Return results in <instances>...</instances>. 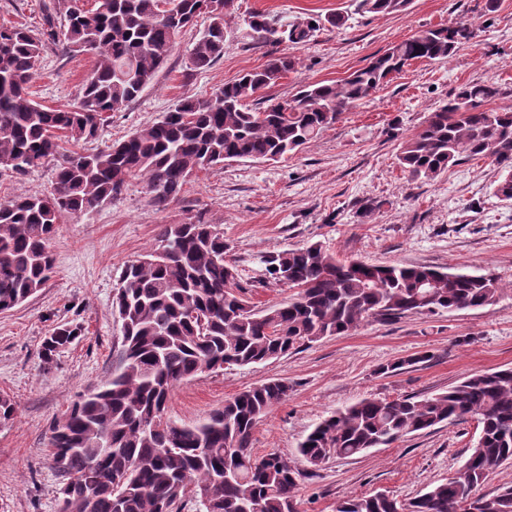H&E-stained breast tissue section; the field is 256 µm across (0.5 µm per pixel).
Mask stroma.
Wrapping results in <instances>:
<instances>
[{
    "mask_svg": "<svg viewBox=\"0 0 512 512\" xmlns=\"http://www.w3.org/2000/svg\"><path fill=\"white\" fill-rule=\"evenodd\" d=\"M485 0H411L401 13L365 14L356 0H233L224 14V55L195 70L190 49L205 27L181 35L154 82L128 106L105 114L91 146L104 150L154 122L184 98L204 99L239 74L289 52L298 66L260 91L256 102L282 101L309 83H334L366 66L419 29L474 21L475 39L451 58L415 61L370 99L344 112L303 151L276 161H233L198 172L178 201L154 207L140 179L97 212L61 215L51 244L54 267L45 288L0 313V395L15 414L0 425V512H58L59 478L47 451L49 428L79 394L97 387L118 362L121 321L113 306L124 264L154 247L161 225L195 214L224 233L254 309L287 301L293 289L264 275L268 255L310 244L342 260L427 265L452 272L493 273L512 280V200L493 194L499 179L488 158L469 159L434 180H409L397 154L428 113L467 83L495 81L505 93L496 109L512 110V0L496 12ZM289 18L345 15L342 28L317 31L306 44L248 46L234 31L245 15ZM93 54L46 48L32 82L47 107L74 103L92 72ZM55 166L19 176L0 172V201L50 190ZM80 336L53 363L41 344L59 325ZM420 351L430 362L382 374L381 366ZM512 368V289L492 305L437 315L370 319L357 329L304 345L262 364L230 366L178 383L171 419L193 424L225 400L272 378L293 390L256 425L254 456L298 459L297 448L324 418L364 398L434 394L464 377ZM480 436L475 421L438 425L351 458H333L302 478L301 512H336L344 497L383 493L407 501L455 474Z\"/></svg>",
    "mask_w": 512,
    "mask_h": 512,
    "instance_id": "stroma-1",
    "label": "stroma"
}]
</instances>
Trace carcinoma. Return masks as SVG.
Listing matches in <instances>:
<instances>
[{
  "label": "carcinoma",
  "instance_id": "1",
  "mask_svg": "<svg viewBox=\"0 0 512 512\" xmlns=\"http://www.w3.org/2000/svg\"><path fill=\"white\" fill-rule=\"evenodd\" d=\"M233 0H59L66 24L45 6L37 30L0 26V169L23 175L57 160L49 193L0 201V312L39 292L53 269L59 217L80 218L112 201L131 178L166 208L202 170L226 161H269L314 141L343 112L370 97L415 60L454 56L476 34L464 22L422 29L391 45L338 83L305 85L293 98L252 108L249 100L295 69L273 56L205 99H187L106 150H63L96 138L102 114L117 112L151 85L197 17L210 23L190 50L193 68L224 54V12ZM410 0H358L364 13L394 14ZM332 15L288 19L256 11L235 30L252 45H302ZM88 52L95 68L78 100L53 109L32 97L44 49ZM496 82L465 84L400 144L398 161L412 181L433 180L463 160L491 158L502 170L494 195L512 200V112L490 107ZM224 233L199 216L162 226L156 247L120 274L113 305L124 327L120 364L91 395H80L56 420L49 456L60 479L59 512H299L303 470L277 455L255 458L251 436L292 386L279 378L244 390L205 420L166 417L175 385L225 365L250 366L301 346L343 335L370 318L478 309L512 287L493 274L452 273L432 266L340 260L321 245L288 249L265 260L268 278L295 289L286 303L255 310L224 258ZM79 336L55 327L44 340L49 364ZM415 353L381 373L428 361ZM473 419L480 437L447 481L401 503L384 494L349 496L336 512H512V486L477 495L489 470L512 462V368L476 373L428 396L364 398L324 419L300 443L311 468L360 455L398 438Z\"/></svg>",
  "mask_w": 512,
  "mask_h": 512
}]
</instances>
